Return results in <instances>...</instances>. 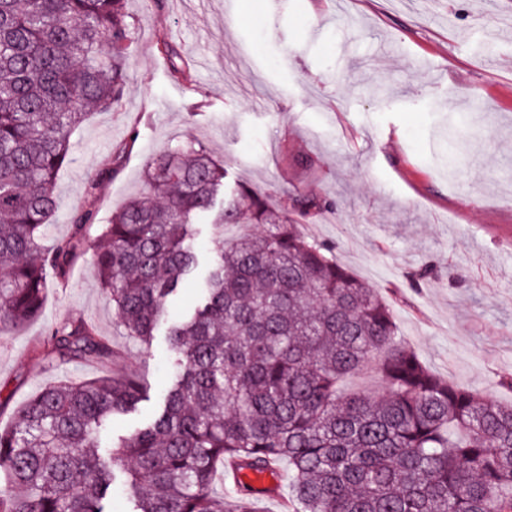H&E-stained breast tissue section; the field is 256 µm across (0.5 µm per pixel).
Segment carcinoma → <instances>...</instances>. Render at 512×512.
Segmentation results:
<instances>
[{"label":"carcinoma","mask_w":512,"mask_h":512,"mask_svg":"<svg viewBox=\"0 0 512 512\" xmlns=\"http://www.w3.org/2000/svg\"><path fill=\"white\" fill-rule=\"evenodd\" d=\"M127 2L0 0V335L36 319L47 272L65 280L91 247L127 335L148 346L169 321L175 380L150 421L107 454L102 431L146 399L139 378L61 381L28 398L0 428V512H113L118 480L132 512H256L242 481L230 501L213 494L218 469L261 474L283 460L294 512H512V405L429 370L378 289L269 195L230 182L202 144L153 154L143 169L152 198L129 199L109 224L98 223V189L118 168L101 164L71 233L47 240L74 133L88 108L124 95ZM164 56L188 79L171 45ZM332 208L293 201L300 213ZM209 215L219 246L204 260L192 226ZM242 224L264 230L224 237ZM192 281L199 304L168 320ZM42 348L60 361H112L82 317L50 327ZM368 368L383 393L345 392Z\"/></svg>","instance_id":"obj_1"}]
</instances>
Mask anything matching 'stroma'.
<instances>
[{
	"mask_svg": "<svg viewBox=\"0 0 512 512\" xmlns=\"http://www.w3.org/2000/svg\"><path fill=\"white\" fill-rule=\"evenodd\" d=\"M136 28L127 86L88 115L56 188L70 212L102 161L99 221L146 193V159L202 143L229 177L274 194L329 197V212H292L299 230L388 300L402 337L437 375L501 402L512 389V0H129ZM173 45L190 81L158 52ZM459 131L456 169L444 140ZM139 137L117 156L130 127ZM428 277H421V270ZM82 317L112 346L111 363L38 352L47 329ZM132 374L147 399L102 434L144 425L174 378L165 329L151 347L126 335L92 255L66 282L48 276L43 313L0 336V427L64 377Z\"/></svg>",
	"mask_w": 512,
	"mask_h": 512,
	"instance_id": "stroma-1",
	"label": "stroma"
}]
</instances>
